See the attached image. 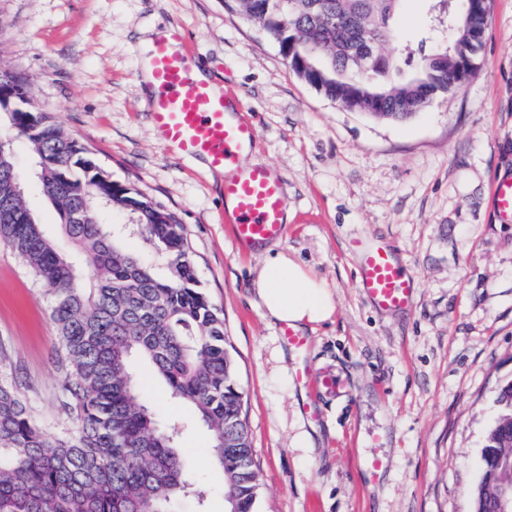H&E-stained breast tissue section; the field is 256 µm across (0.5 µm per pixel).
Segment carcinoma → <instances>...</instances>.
Here are the masks:
<instances>
[{
	"mask_svg": "<svg viewBox=\"0 0 512 512\" xmlns=\"http://www.w3.org/2000/svg\"><path fill=\"white\" fill-rule=\"evenodd\" d=\"M277 44L297 78L330 101L406 122L472 75L482 38L460 28L397 80L408 52L391 21L399 0H230ZM13 83L18 101L26 79ZM30 143L35 178L73 244L72 261L14 198L0 174V244L49 287L60 342V411L74 426L51 434L33 417L12 374L0 369V512H172L181 498L204 499L177 432L139 397L136 365L165 381L211 433L210 453L235 512H255L258 475L224 334V318L198 288L183 225L175 214L112 181L76 136L48 112L5 115ZM106 209L132 214L163 250L161 279L103 220Z\"/></svg>",
	"mask_w": 512,
	"mask_h": 512,
	"instance_id": "carcinoma-1",
	"label": "carcinoma"
}]
</instances>
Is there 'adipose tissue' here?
<instances>
[{"mask_svg": "<svg viewBox=\"0 0 512 512\" xmlns=\"http://www.w3.org/2000/svg\"><path fill=\"white\" fill-rule=\"evenodd\" d=\"M263 255L252 285L265 317L297 331L332 317L335 302L325 280L284 250L268 246Z\"/></svg>", "mask_w": 512, "mask_h": 512, "instance_id": "obj_1", "label": "adipose tissue"}]
</instances>
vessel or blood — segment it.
Instances as JSON below:
<instances>
[{
  "mask_svg": "<svg viewBox=\"0 0 512 512\" xmlns=\"http://www.w3.org/2000/svg\"><path fill=\"white\" fill-rule=\"evenodd\" d=\"M179 25L158 37L149 53L156 84L147 101L154 128L178 155L206 159L224 175V197L234 202L233 232L237 239L261 244L284 236L287 206L282 180L269 168L246 166L242 150L255 138L247 112H229L227 99L215 96L208 83L194 80L177 46ZM359 287L372 305L384 311L409 307L417 288L402 266L381 246L364 252Z\"/></svg>",
  "mask_w": 512,
  "mask_h": 512,
  "instance_id": "1",
  "label": "vessel or blood"
}]
</instances>
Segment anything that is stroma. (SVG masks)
<instances>
[{"label": "stroma", "instance_id": "1", "mask_svg": "<svg viewBox=\"0 0 512 512\" xmlns=\"http://www.w3.org/2000/svg\"><path fill=\"white\" fill-rule=\"evenodd\" d=\"M430 0H400L402 43L427 37ZM182 26V48L223 84L255 128L250 163L283 182L292 214L279 240L333 290L330 320L306 331L305 358L255 303L262 260L224 222V177L155 133L136 82L145 30ZM27 78L32 105L77 135L118 184L173 212L201 288L224 316L260 485L257 512H473L481 448L512 382V213L492 188L512 179V0H492L472 77L403 123L348 112L297 78L277 45L224 0H0V74ZM25 204L63 250L57 213L33 178L26 141L0 119ZM390 248L418 283L410 308L382 311L358 286V256ZM50 297L0 246V348L32 383L47 431L59 413ZM329 371L335 394L296 379ZM142 393L183 426L179 446L204 501L224 512L209 431L141 368ZM309 430V447L294 439ZM385 462L370 479L372 459Z\"/></svg>", "mask_w": 512, "mask_h": 512}]
</instances>
